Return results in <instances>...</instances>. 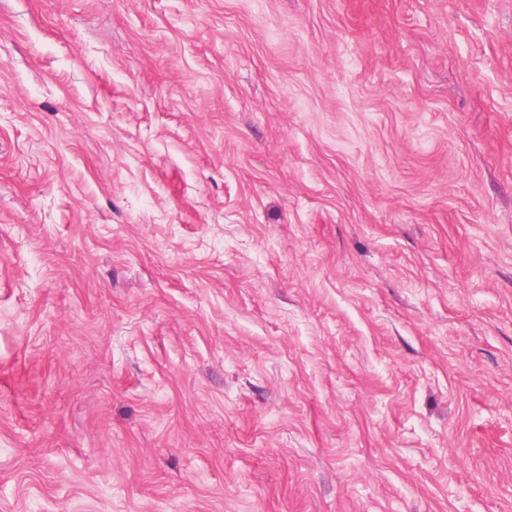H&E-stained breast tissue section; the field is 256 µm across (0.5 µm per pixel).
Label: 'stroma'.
I'll return each mask as SVG.
<instances>
[{
    "instance_id": "obj_1",
    "label": "stroma",
    "mask_w": 512,
    "mask_h": 512,
    "mask_svg": "<svg viewBox=\"0 0 512 512\" xmlns=\"http://www.w3.org/2000/svg\"><path fill=\"white\" fill-rule=\"evenodd\" d=\"M0 512H512V0H0Z\"/></svg>"
}]
</instances>
